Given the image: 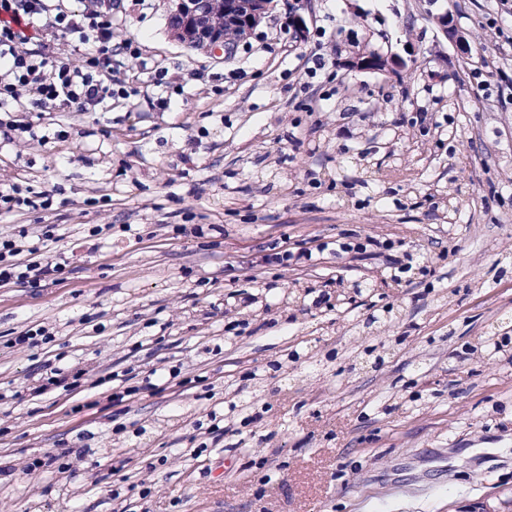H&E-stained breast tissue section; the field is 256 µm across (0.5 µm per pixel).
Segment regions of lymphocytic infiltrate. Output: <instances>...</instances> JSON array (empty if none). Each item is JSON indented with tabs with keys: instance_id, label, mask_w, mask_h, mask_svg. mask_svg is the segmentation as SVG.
<instances>
[{
	"instance_id": "obj_1",
	"label": "lymphocytic infiltrate",
	"mask_w": 512,
	"mask_h": 512,
	"mask_svg": "<svg viewBox=\"0 0 512 512\" xmlns=\"http://www.w3.org/2000/svg\"><path fill=\"white\" fill-rule=\"evenodd\" d=\"M74 38L85 48L81 65L60 51ZM131 39L118 37L111 12L99 0L69 9L57 0H0V113L28 112L54 104L62 112H107L113 101L129 98L112 83L114 56L136 54ZM48 227L40 241L0 239V282L40 286L68 265L65 253L46 255L42 244L57 241ZM29 260H21V253Z\"/></svg>"
}]
</instances>
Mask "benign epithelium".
Masks as SVG:
<instances>
[{
	"label": "benign epithelium",
	"instance_id": "7a95c632",
	"mask_svg": "<svg viewBox=\"0 0 512 512\" xmlns=\"http://www.w3.org/2000/svg\"><path fill=\"white\" fill-rule=\"evenodd\" d=\"M278 0H171L168 29L171 36L189 48L229 53L224 29L237 33V42L249 38L262 26ZM295 38L307 37L304 20L311 0H283ZM351 68L375 69L395 73L401 62L390 56H361L344 62Z\"/></svg>",
	"mask_w": 512,
	"mask_h": 512
}]
</instances>
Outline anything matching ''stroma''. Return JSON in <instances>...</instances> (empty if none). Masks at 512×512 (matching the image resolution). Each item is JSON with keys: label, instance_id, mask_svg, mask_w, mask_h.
Masks as SVG:
<instances>
[{"label": "stroma", "instance_id": "35a3bbf8", "mask_svg": "<svg viewBox=\"0 0 512 512\" xmlns=\"http://www.w3.org/2000/svg\"><path fill=\"white\" fill-rule=\"evenodd\" d=\"M112 3L184 92L155 110L124 55L138 95L15 113L65 141L0 136V185L56 193L0 237L55 224L70 259L0 284V512H512L499 0H312L306 40L281 9L227 58L170 39L166 0ZM372 51L404 69L344 67ZM369 236L393 246L332 248ZM284 249L313 258L264 263ZM55 368L79 387H47Z\"/></svg>", "mask_w": 512, "mask_h": 512}]
</instances>
